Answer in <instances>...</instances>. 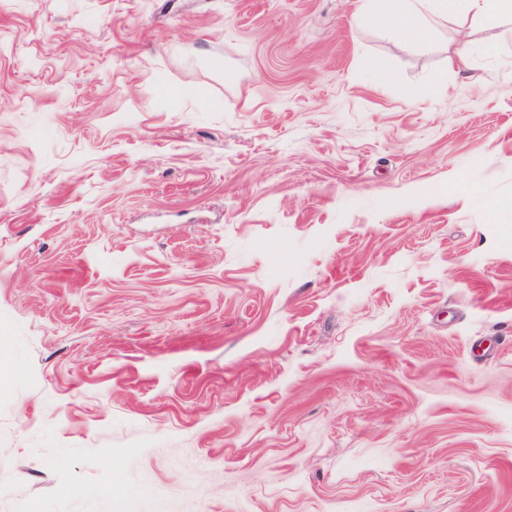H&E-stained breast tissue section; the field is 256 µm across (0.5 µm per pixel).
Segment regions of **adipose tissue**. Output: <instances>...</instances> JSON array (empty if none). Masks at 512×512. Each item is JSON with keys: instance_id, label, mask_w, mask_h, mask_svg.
<instances>
[{"instance_id": "ef3b65f1", "label": "adipose tissue", "mask_w": 512, "mask_h": 512, "mask_svg": "<svg viewBox=\"0 0 512 512\" xmlns=\"http://www.w3.org/2000/svg\"><path fill=\"white\" fill-rule=\"evenodd\" d=\"M455 15L478 19L496 28L499 40L512 41V0H386L363 19L375 28L400 29L422 40Z\"/></svg>"}]
</instances>
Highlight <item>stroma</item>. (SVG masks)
<instances>
[{
    "mask_svg": "<svg viewBox=\"0 0 512 512\" xmlns=\"http://www.w3.org/2000/svg\"><path fill=\"white\" fill-rule=\"evenodd\" d=\"M367 1L0 0V512H512V42Z\"/></svg>",
    "mask_w": 512,
    "mask_h": 512,
    "instance_id": "stroma-1",
    "label": "stroma"
}]
</instances>
